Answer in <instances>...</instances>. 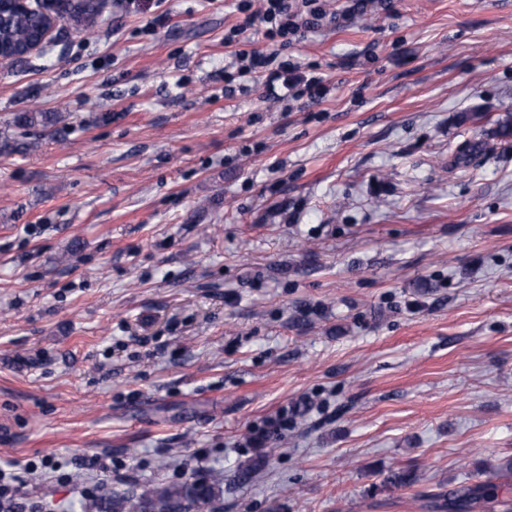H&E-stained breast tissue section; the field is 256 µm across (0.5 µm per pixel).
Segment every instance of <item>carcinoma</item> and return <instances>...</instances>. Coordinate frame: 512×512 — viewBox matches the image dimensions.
<instances>
[{"label":"carcinoma","instance_id":"1","mask_svg":"<svg viewBox=\"0 0 512 512\" xmlns=\"http://www.w3.org/2000/svg\"><path fill=\"white\" fill-rule=\"evenodd\" d=\"M63 14L70 16L77 27L91 28L104 22L100 6L94 3L63 5ZM51 22V17L41 10H24L14 14L9 22L6 39L24 45L35 38L40 27ZM487 144L468 141L454 157L455 165L468 166L472 158L485 152ZM512 482V458L497 467L494 480L482 479V475L468 473L459 485L450 489H438L425 493L431 512H476L491 505L493 512H512V499L499 496L502 483ZM220 485L207 480L195 479L185 483L156 487L144 483L130 490L114 492L112 496L89 501L93 512H188L189 507L212 506L221 501Z\"/></svg>","mask_w":512,"mask_h":512}]
</instances>
